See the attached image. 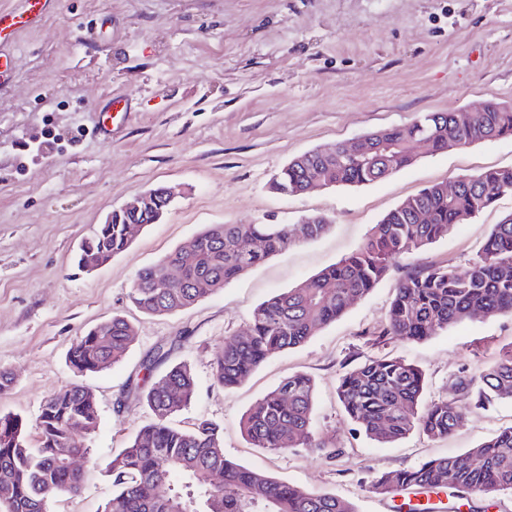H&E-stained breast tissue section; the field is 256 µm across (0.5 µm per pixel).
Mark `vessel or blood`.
I'll return each mask as SVG.
<instances>
[{
    "instance_id": "vessel-or-blood-1",
    "label": "vessel or blood",
    "mask_w": 512,
    "mask_h": 512,
    "mask_svg": "<svg viewBox=\"0 0 512 512\" xmlns=\"http://www.w3.org/2000/svg\"><path fill=\"white\" fill-rule=\"evenodd\" d=\"M57 5L58 0H17L15 9L0 10V87L9 83L13 73L18 32L40 25Z\"/></svg>"
}]
</instances>
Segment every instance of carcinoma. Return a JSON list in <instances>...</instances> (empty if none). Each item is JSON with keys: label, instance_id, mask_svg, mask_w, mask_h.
Returning a JSON list of instances; mask_svg holds the SVG:
<instances>
[{"label": "carcinoma", "instance_id": "obj_1", "mask_svg": "<svg viewBox=\"0 0 512 512\" xmlns=\"http://www.w3.org/2000/svg\"><path fill=\"white\" fill-rule=\"evenodd\" d=\"M414 138L427 155L512 138V101H488L472 112H424L407 126L372 131L367 134L371 151L365 156L354 155L346 142L306 151L279 170L271 189L303 194L316 184L332 188L380 181L414 162ZM508 192L512 168H492L458 179L451 193L439 183L405 199L348 256L257 305L245 329L224 340L215 357V382L232 389L268 359L302 345L341 318L356 298L369 294L399 260L447 236ZM421 211L428 216L423 223L418 219ZM328 228L323 218L313 224H210L141 269L130 300L152 316L186 309ZM130 244L127 225L100 224L82 243L78 266L99 267ZM169 265L181 266L182 277L161 292L153 284ZM477 312L512 315L511 216L493 226L478 259L465 268H406L385 324L366 335L374 345L391 339L424 340ZM132 340L131 324L115 315L74 339L69 364L80 375L102 371L124 359ZM165 358L160 346L143 365L151 381L139 392L153 420L107 463L112 496L103 512H256L259 504L264 512H355L332 493L307 491L227 458L223 429L215 422L200 420L189 429L175 426L173 416L195 396L196 379L182 363L152 377L156 361ZM425 386L419 366L383 355L345 372L336 394L348 419L379 443L397 442L414 431L446 437L458 425L455 401L442 398L423 405ZM453 391L477 406L512 401V343L478 373L458 376ZM314 410V380L304 373L290 374L242 415L239 429L250 445L272 453L312 448L333 455V441L314 430ZM98 420L95 399L79 384L43 402L35 448L28 444L22 419L0 415V512H49L55 497L78 492L84 475L76 461L89 453L86 441ZM370 488L382 496L443 493L454 500L458 512L463 507L483 512L484 501L512 492V428L461 454L380 473Z\"/></svg>", "mask_w": 512, "mask_h": 512}]
</instances>
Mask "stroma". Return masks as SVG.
<instances>
[{
	"instance_id": "stroma-1",
	"label": "stroma",
	"mask_w": 512,
	"mask_h": 512,
	"mask_svg": "<svg viewBox=\"0 0 512 512\" xmlns=\"http://www.w3.org/2000/svg\"><path fill=\"white\" fill-rule=\"evenodd\" d=\"M130 109L116 133L97 132L105 97ZM512 101V0H60L40 26L16 37L12 81L0 89V369L12 388L0 414H16L37 444L40 406L80 382L97 401L80 494L51 512H102L112 485L101 465L152 416L135 385L157 347L192 369L197 394L174 418L224 429V454L357 512H394L372 475L460 454L512 426V402L459 406L453 434L413 432L382 445L356 430L336 395L340 376L367 357L393 354L428 378L424 401L450 393L464 368L497 360L512 343V316L477 314L419 342L369 344L385 320L398 274L347 313L263 363L242 384L218 386L212 363L252 310L354 251L407 197L488 168H512V139L419 158L360 187L285 196L269 180L292 158L368 132L406 126L423 112ZM184 190L158 223L93 272L78 268L81 241L112 210L152 188ZM512 213L506 194L408 264L468 266L494 224ZM322 215L331 227L275 255L189 309L149 316L129 293L136 273L210 224H296ZM124 316L134 327L125 359L77 375L67 353L83 331ZM316 387L315 426L342 453L271 454L243 438L242 414L291 373Z\"/></svg>"
}]
</instances>
